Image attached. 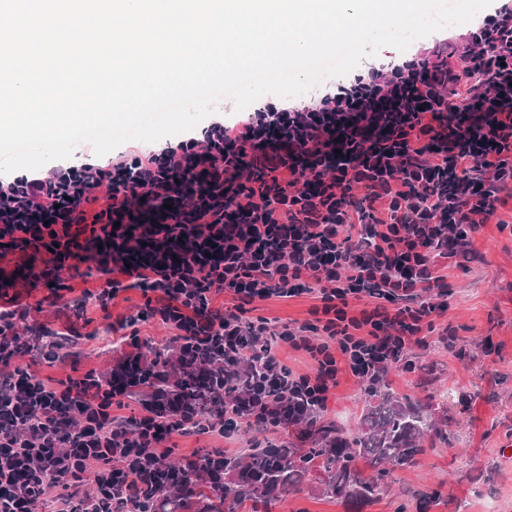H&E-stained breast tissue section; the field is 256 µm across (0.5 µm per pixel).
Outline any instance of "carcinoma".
<instances>
[{"instance_id": "carcinoma-1", "label": "carcinoma", "mask_w": 512, "mask_h": 512, "mask_svg": "<svg viewBox=\"0 0 512 512\" xmlns=\"http://www.w3.org/2000/svg\"><path fill=\"white\" fill-rule=\"evenodd\" d=\"M367 394L355 436L324 421L312 448H253L244 457L224 460L235 482L224 487V494L205 498L206 512H235L243 497L269 512L299 490L312 468L327 476L324 495L364 508L389 491L395 472L416 465L426 445L448 441L452 419L444 410L436 412L432 396L400 397L383 379L369 384ZM143 494L160 499L157 512H187L188 504L173 493L146 489Z\"/></svg>"}]
</instances>
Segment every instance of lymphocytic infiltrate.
Returning <instances> with one entry per match:
<instances>
[{
	"label": "lymphocytic infiltrate",
	"instance_id": "1",
	"mask_svg": "<svg viewBox=\"0 0 512 512\" xmlns=\"http://www.w3.org/2000/svg\"><path fill=\"white\" fill-rule=\"evenodd\" d=\"M512 194V0L467 33L336 85L311 105L268 102L233 124L106 166L0 179V288H49L68 307L75 280L117 319L110 373L45 382L23 358L28 307L0 306V512H138L142 486L187 492V474L224 491L241 431L313 434L341 375L372 381L410 344L453 345L448 275ZM231 302L217 303L218 293ZM318 295L301 325L251 306ZM171 330L176 354L144 362L142 325ZM304 353L297 372L280 348ZM218 381L231 403L175 395L181 374ZM139 410L125 414L132 380ZM216 445L169 459L179 439ZM54 496H47V489Z\"/></svg>",
	"mask_w": 512,
	"mask_h": 512
}]
</instances>
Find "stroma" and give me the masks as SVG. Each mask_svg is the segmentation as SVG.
Instances as JSON below:
<instances>
[{"mask_svg":"<svg viewBox=\"0 0 512 512\" xmlns=\"http://www.w3.org/2000/svg\"><path fill=\"white\" fill-rule=\"evenodd\" d=\"M473 23L445 28L412 42L405 51L382 47L363 59L362 67L399 63L442 40L473 30ZM499 224L487 225L476 245L485 259L467 267L448 269V311L444 316L457 339L453 347L434 341L411 346L405 363L391 367L388 383L399 395H432L452 418L451 439L428 451L409 471L398 473L391 492L363 512H512V202L500 207ZM30 318L63 331L75 327L87 334L80 371L109 372L118 353L112 346L114 317L127 315L141 304L138 292L108 311L89 308L59 310L50 292L37 288L23 293ZM317 300H258L255 315L276 323L308 319ZM366 396L360 383L342 377L326 414L344 432L358 430ZM325 475L308 471L299 492L277 504L274 512H349L347 504L323 493ZM441 489L438 504L414 500L413 492Z\"/></svg>","mask_w":512,"mask_h":512,"instance_id":"obj_1","label":"stroma"}]
</instances>
